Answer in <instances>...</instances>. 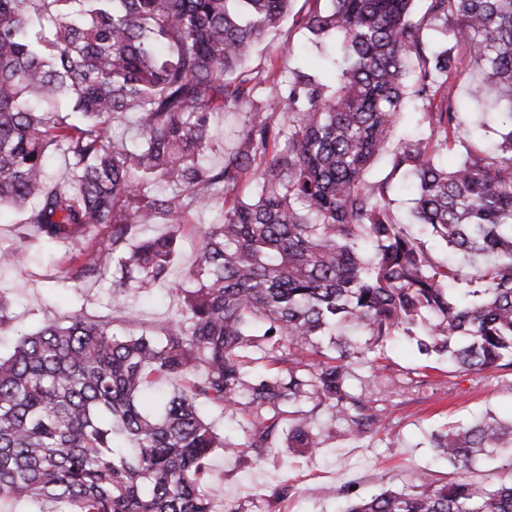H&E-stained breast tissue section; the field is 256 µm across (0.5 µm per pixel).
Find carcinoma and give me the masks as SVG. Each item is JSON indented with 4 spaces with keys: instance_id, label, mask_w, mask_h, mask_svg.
Listing matches in <instances>:
<instances>
[{
    "instance_id": "1",
    "label": "carcinoma",
    "mask_w": 512,
    "mask_h": 512,
    "mask_svg": "<svg viewBox=\"0 0 512 512\" xmlns=\"http://www.w3.org/2000/svg\"><path fill=\"white\" fill-rule=\"evenodd\" d=\"M294 0H0V211L32 237L79 247L71 279L112 273V312L165 280L181 229L213 198L186 276L185 313L121 332L83 314L20 335L0 357V499L58 512H212L218 434L198 403L234 408L246 448L321 445L320 413L362 437L377 423L353 387L376 347L418 337L463 371L512 367V0H303L294 25L336 41L329 86L246 66ZM439 34L435 41L425 31ZM497 108L496 146L459 135L452 80ZM286 91L259 100L268 83ZM427 141L387 152L408 94ZM245 109L236 146L211 163L218 116ZM460 156L453 168L440 153ZM64 171L47 176L51 156ZM412 180L415 223L448 252L490 262L465 276L391 210ZM250 181L254 192L238 194ZM166 230L140 238L137 228ZM434 447L459 470L436 484L347 500L340 512H512V421L450 427ZM495 461L498 480L475 464Z\"/></svg>"
}]
</instances>
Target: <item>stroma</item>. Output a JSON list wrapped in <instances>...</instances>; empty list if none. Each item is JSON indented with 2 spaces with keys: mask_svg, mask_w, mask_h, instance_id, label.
Masks as SVG:
<instances>
[{
  "mask_svg": "<svg viewBox=\"0 0 512 512\" xmlns=\"http://www.w3.org/2000/svg\"><path fill=\"white\" fill-rule=\"evenodd\" d=\"M266 55L274 65L295 67L329 83L336 79L328 48L309 45L299 30L280 29ZM219 209L213 203L190 217L167 281L139 292L125 318L127 329L160 324L179 312L182 299L169 292L168 284L184 279L194 260L197 230L214 223ZM22 219L19 212L0 215V242L21 255L19 265L0 270V293L13 304L11 321L0 327L2 356L11 353L19 333L42 323L63 322L76 313L96 320L112 315L111 282L71 280L72 247L60 244L42 253ZM360 379L378 416L373 432L354 441L343 422L324 415L322 444L310 453L294 451L283 440L261 454L243 448L228 457L216 450L213 512H224L228 502L241 512H336L342 496L362 499L406 489L421 470L445 483L458 472L440 459L432 434L489 416L512 419V368L456 371L446 358L420 354L412 336L387 343ZM284 484L292 486V493L274 501L273 489Z\"/></svg>",
  "mask_w": 512,
  "mask_h": 512,
  "instance_id": "1",
  "label": "stroma"
}]
</instances>
